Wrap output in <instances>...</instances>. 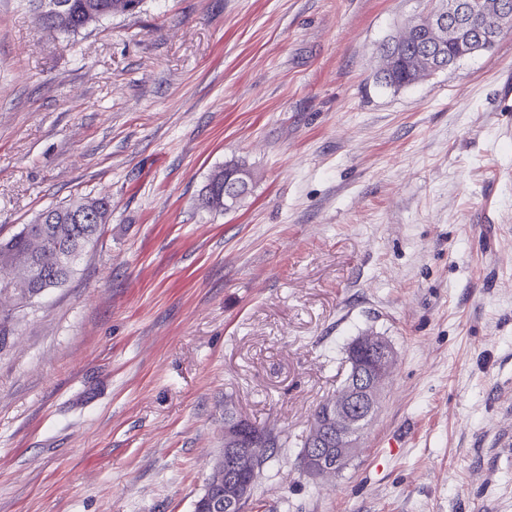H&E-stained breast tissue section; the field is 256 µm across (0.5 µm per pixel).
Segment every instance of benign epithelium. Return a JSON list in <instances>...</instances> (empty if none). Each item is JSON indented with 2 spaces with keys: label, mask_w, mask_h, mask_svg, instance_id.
I'll return each mask as SVG.
<instances>
[{
  "label": "benign epithelium",
  "mask_w": 512,
  "mask_h": 512,
  "mask_svg": "<svg viewBox=\"0 0 512 512\" xmlns=\"http://www.w3.org/2000/svg\"><path fill=\"white\" fill-rule=\"evenodd\" d=\"M63 8L64 5L49 0L43 8L45 14L37 15L39 24L50 31H61L58 15L63 13ZM485 14L484 0H437L426 18L407 23L406 39L412 40L417 29L423 27L433 45L455 47V51L448 53L446 67L449 68L470 55L475 43L489 44L499 36L512 21V0H499L493 15L495 23L477 40L472 37L471 23L475 17ZM70 210L83 222L97 224L100 222L101 200L86 197L72 202ZM0 267L8 270V274L0 275V299H9L16 309L31 304L36 298L31 292L32 259L24 256L5 259L0 262ZM357 345L377 352V357L366 370L359 366L350 369L349 381L339 403L318 408L316 435L300 456L302 470L315 479L334 474L342 461L357 454L362 426L379 404L380 388L376 379L387 376L394 363V348L382 336L367 333L360 337ZM259 441L257 434L250 433L245 419L230 417L224 422V448L206 480L202 499L211 501L213 507L222 505L227 512H234L252 498L255 478L246 475V467L258 471L255 451Z\"/></svg>",
  "instance_id": "obj_1"
}]
</instances>
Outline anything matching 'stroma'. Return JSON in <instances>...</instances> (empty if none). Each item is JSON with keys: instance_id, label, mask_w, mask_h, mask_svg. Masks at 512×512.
<instances>
[{"instance_id": "stroma-1", "label": "stroma", "mask_w": 512, "mask_h": 512, "mask_svg": "<svg viewBox=\"0 0 512 512\" xmlns=\"http://www.w3.org/2000/svg\"><path fill=\"white\" fill-rule=\"evenodd\" d=\"M431 0H143L76 34L0 0V239L112 205L0 347V512H193L234 414L244 512H512V29L395 89ZM252 176L236 209L198 199ZM395 352L329 481L302 441L365 331Z\"/></svg>"}]
</instances>
